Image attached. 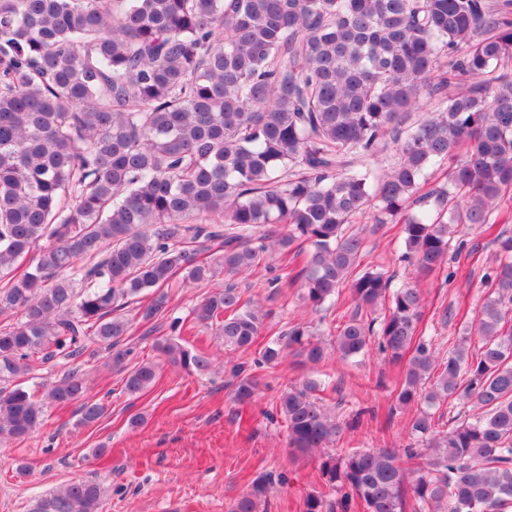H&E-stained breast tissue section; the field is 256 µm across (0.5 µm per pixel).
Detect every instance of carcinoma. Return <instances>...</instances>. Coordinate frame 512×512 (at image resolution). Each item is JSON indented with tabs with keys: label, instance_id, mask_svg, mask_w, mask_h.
<instances>
[{
	"label": "carcinoma",
	"instance_id": "1",
	"mask_svg": "<svg viewBox=\"0 0 512 512\" xmlns=\"http://www.w3.org/2000/svg\"><path fill=\"white\" fill-rule=\"evenodd\" d=\"M446 71L434 78V67ZM512 0H0V442L43 422L40 401L16 379L55 357L75 360L95 342L124 373V388L154 385L158 364L128 365L126 304L151 289L142 320L165 318L160 291L179 276L237 274L268 252L312 248L294 276L313 311L333 300L360 265L352 219L375 206L377 223H403L401 261L427 274L447 263L461 224H488L512 191ZM478 81L467 83V78ZM427 96L433 108L402 128ZM399 163L378 174L379 148ZM438 185L425 193L428 170ZM210 217L211 228L193 224ZM218 246L213 263L199 255ZM91 259L88 265L81 264ZM366 269L350 284L354 314L337 328L348 360L377 342L405 362L395 402L416 407L414 442L336 454V415L307 380L281 395L288 445L317 452L326 491L303 512H507L512 508V236L474 323L446 358L419 330V289ZM231 284L192 308L224 348L248 350L266 313L241 305ZM389 302L379 323L363 316ZM165 359L200 375L206 351L173 337ZM292 352L319 364L324 346L298 322L256 359L271 369ZM235 397L258 380L232 370ZM472 405L448 431L435 410ZM80 403L83 425L105 413L79 369L44 393ZM417 461L416 469L404 461ZM256 481L230 512H260ZM93 480L72 482L31 512H102Z\"/></svg>",
	"mask_w": 512,
	"mask_h": 512
}]
</instances>
